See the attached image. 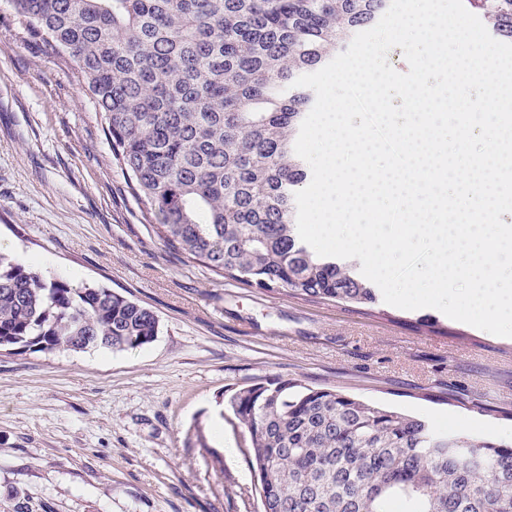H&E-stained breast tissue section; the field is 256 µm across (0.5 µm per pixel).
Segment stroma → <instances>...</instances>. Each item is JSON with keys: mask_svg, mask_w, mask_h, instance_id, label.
Returning a JSON list of instances; mask_svg holds the SVG:
<instances>
[{"mask_svg": "<svg viewBox=\"0 0 512 512\" xmlns=\"http://www.w3.org/2000/svg\"><path fill=\"white\" fill-rule=\"evenodd\" d=\"M0 0V252L154 312L112 351L0 350V512H260L231 389L339 390L463 437L512 442V337L438 310L305 301L167 249L113 165L81 75L21 40ZM438 321L442 333L417 330Z\"/></svg>", "mask_w": 512, "mask_h": 512, "instance_id": "35a3bbf8", "label": "stroma"}]
</instances>
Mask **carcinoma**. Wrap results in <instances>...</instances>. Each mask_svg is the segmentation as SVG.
<instances>
[{"instance_id": "carcinoma-1", "label": "carcinoma", "mask_w": 512, "mask_h": 512, "mask_svg": "<svg viewBox=\"0 0 512 512\" xmlns=\"http://www.w3.org/2000/svg\"><path fill=\"white\" fill-rule=\"evenodd\" d=\"M389 0H10L22 38L87 79L112 164L158 238L218 276L372 306L353 262L314 255L294 153L314 103L292 83L329 63ZM512 41V0H464ZM148 308L0 253V337L32 351L136 349ZM248 433L262 512H512V445L442 432L337 390L274 378L224 395Z\"/></svg>"}]
</instances>
